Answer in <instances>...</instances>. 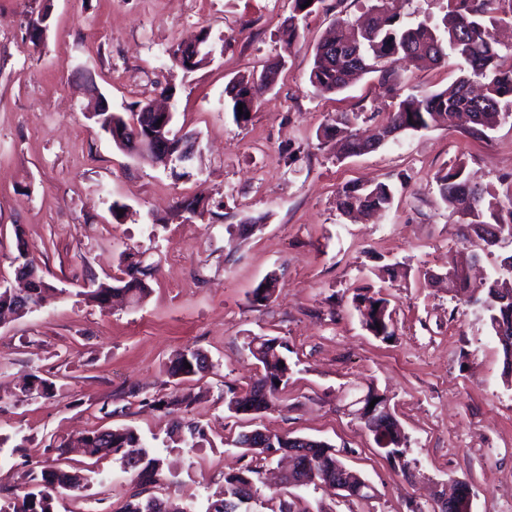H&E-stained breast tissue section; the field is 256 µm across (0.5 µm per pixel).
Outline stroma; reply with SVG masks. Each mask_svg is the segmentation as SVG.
I'll return each instance as SVG.
<instances>
[{
	"label": "stroma",
	"instance_id": "1",
	"mask_svg": "<svg viewBox=\"0 0 512 512\" xmlns=\"http://www.w3.org/2000/svg\"><path fill=\"white\" fill-rule=\"evenodd\" d=\"M366 4L323 0L288 49V0H0V284L15 286L22 251L53 287L41 307L0 320L1 499L20 493L31 468L54 464L50 442L129 425L164 462L151 494L194 512H206L226 473L250 463L233 442L255 428L328 442L375 489L359 500L311 485L265 488L262 512L283 501L301 512H431L435 493L458 481L471 489L472 512L512 504V386L501 348L480 305L429 281L475 247L441 202L436 173L460 163L505 189L512 117L481 138L437 126L337 156L319 137L327 120L355 111L366 131L368 113L390 111L394 99L370 75L330 99L308 81L314 45ZM39 16L35 37L29 21ZM200 33L211 63L174 67L172 49ZM278 58L286 64L273 90L236 122L225 86ZM462 66L453 55L419 69L397 61V96L445 88ZM164 87L174 90L175 130L199 143L185 177L119 150L88 114L97 101L129 113ZM357 181L390 185L391 207L362 222L341 215L336 193ZM186 198L206 213L179 212ZM252 218L257 229L230 238ZM129 248L163 258L148 295L136 305L88 302L87 283L109 281ZM393 263L406 277H384ZM272 272L278 293L253 305L252 289ZM359 287L387 295L395 336L363 328L352 304ZM262 335L287 342L291 371L282 402L254 420L229 412L224 390L261 375L247 341ZM188 346L214 368L174 381L167 367ZM33 374L52 381V395L21 393ZM370 384L407 437L414 481L345 409ZM177 386L194 398L187 417L205 425V447L173 444L172 416L140 403ZM135 489L106 458L57 512H116Z\"/></svg>",
	"mask_w": 512,
	"mask_h": 512
}]
</instances>
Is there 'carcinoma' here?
<instances>
[{
    "label": "carcinoma",
    "mask_w": 512,
    "mask_h": 512,
    "mask_svg": "<svg viewBox=\"0 0 512 512\" xmlns=\"http://www.w3.org/2000/svg\"><path fill=\"white\" fill-rule=\"evenodd\" d=\"M293 15L288 17V26L281 32L286 48H291L299 37L295 16H309L323 0H289ZM369 15L359 24L340 22L336 27L334 42H319L314 50L313 66L308 80L321 96L336 95L348 86L352 74H376L379 85L390 96H395L401 75L391 67L392 59L398 57L413 65H435L445 61L448 52L463 58L466 69L451 85L419 96H408L399 101L389 112H373L370 118L381 126H393L405 131L426 130L435 126H467L472 133L485 134L493 128L499 118H506L512 107V52L499 53L495 47L494 32L505 22H512V0H445L444 14L437 20L430 18L414 25L404 23L394 6V0H369ZM281 62L263 67L260 73L231 80L224 89L234 119L246 122V114L253 111L260 99L271 90L268 78L276 77ZM243 104V114H238V104ZM101 119L99 126L108 124L118 131L126 126L134 115L124 117L110 112L95 115ZM356 113L336 114L322 128L325 141L338 140L344 155L363 153L364 146L357 134L346 125V121L358 120ZM440 198L451 209V214L468 218L467 227L476 238L487 242L486 236L503 238L512 236V184L506 191L498 193L470 180L463 165H454L442 170L435 177ZM393 191L386 183L364 184L352 182L343 185L337 192L336 208L344 216L358 214L369 216L389 209ZM159 262L145 263V253L124 252L120 256L119 275L111 283H101L87 293L89 301L101 306L112 301L116 294L126 296L132 303L141 302L149 291L146 277ZM25 294L6 296L0 289V311L9 306L14 312L26 313L40 304L43 294L50 289L37 267L24 273ZM278 278L271 273L263 278L251 292V301L259 306L269 302L277 291ZM451 291L484 303L487 322L491 332L499 337L504 363L512 367V275L503 273L490 277L475 285L465 275L463 264L452 271ZM363 327L373 336L387 340L395 335L393 311L389 300L381 293L362 289L353 297ZM378 308H373V305ZM250 354L261 364L263 374L245 389L231 385L225 390V401L230 412L257 416L268 409L272 401L285 394L289 371L287 358L282 350L288 349L286 342L278 337L253 336L247 343ZM207 355L199 349L186 347L180 351L169 367L174 378H185L206 370ZM189 363L187 369L184 363ZM193 403L191 394L174 390L152 399L155 408L175 416V428L186 430L182 441L193 446L207 441L202 425L184 421L182 414ZM374 441L385 449L386 456L393 458L407 449V438L401 429L388 430L387 441L362 421ZM84 454L97 463L109 456L119 460L123 468L132 473L133 481L140 487L160 481L161 460L145 449L136 429L131 426L115 428H91L79 438ZM235 443L254 456L266 458L296 448H313L312 462L316 470L313 484L333 485L336 471L344 466L335 446L317 439L304 438L298 443L296 437L286 434H267L249 439L240 433ZM90 476L79 467L63 468L43 466L27 474L28 488L15 495L9 502L1 504L0 512H54L57 499L70 493L81 492L89 487ZM263 483L259 466L245 468L224 476V489L210 502L207 512H254L253 505L260 502L259 484ZM116 512H194L192 507L163 505L155 498H143L136 492L127 497Z\"/></svg>",
    "instance_id": "cac0c4a2"
}]
</instances>
